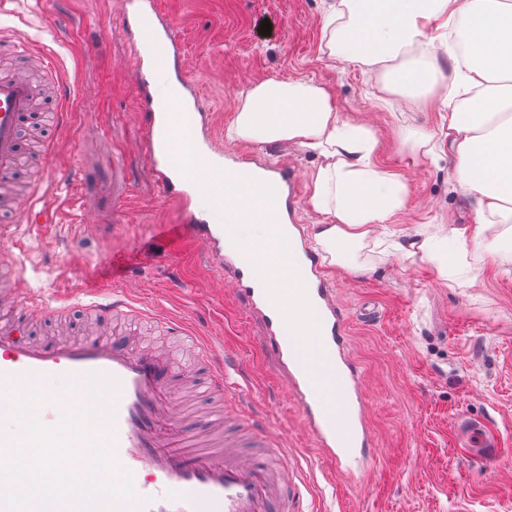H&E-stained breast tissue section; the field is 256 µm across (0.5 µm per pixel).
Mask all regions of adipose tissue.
<instances>
[{
	"instance_id": "obj_1",
	"label": "adipose tissue",
	"mask_w": 512,
	"mask_h": 512,
	"mask_svg": "<svg viewBox=\"0 0 512 512\" xmlns=\"http://www.w3.org/2000/svg\"><path fill=\"white\" fill-rule=\"evenodd\" d=\"M322 33L331 61L381 71L379 107L391 108L394 94L416 108L438 95L448 105L447 149L411 125L399 127L397 143L416 157L448 152L452 188L468 199L474 225L465 238L442 224H419L395 249L431 262L443 277L471 245L511 267L512 0H324ZM407 50L412 61L399 63ZM224 141L313 155L307 205L322 220L312 248L349 273L367 272L358 251L379 243L409 194L406 179L382 163L369 122L342 118L332 92L314 80L269 79L241 94Z\"/></svg>"
}]
</instances>
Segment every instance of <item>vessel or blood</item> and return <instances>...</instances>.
<instances>
[{"label":"vessel or blood","mask_w":512,"mask_h":512,"mask_svg":"<svg viewBox=\"0 0 512 512\" xmlns=\"http://www.w3.org/2000/svg\"><path fill=\"white\" fill-rule=\"evenodd\" d=\"M121 12L134 31V84L148 116L145 149L152 176L163 194L187 216L190 236L203 246L216 271L230 270L238 289L249 299L250 310L265 325L266 339L288 371L304 420L317 438L333 472L346 473L372 445L359 370L346 355L344 317L336 306L322 265L307 256L298 271L319 324L309 351H302L286 328L264 288L257 285L248 255L225 250L229 232L216 212L197 215L203 190L199 181L177 168L178 149L170 142L172 115L183 117L189 141L205 179L224 170V153L209 136V118L200 106L195 86L185 77L180 89L167 93L171 71L180 67L181 46L174 21L156 0H122ZM21 61L11 70L0 69V218L21 217L29 224H48L51 212L38 204L37 193L20 197L14 192L26 162L23 138L35 114L40 90L30 80L33 70L43 72L51 84L59 78L50 57L25 47ZM279 180L288 194L275 213L276 220L294 214L297 188L293 170L281 169ZM24 309L36 320L52 311L42 292L26 289ZM86 312L101 323L145 317L140 302L117 291L89 301ZM196 343L212 390L235 391L238 404L252 402L249 387L236 384V360L219 355L215 342L197 336ZM92 372L114 376L120 383L115 411L105 420L113 440L112 458L127 469L134 490L147 502L145 512H299L298 497L284 461L288 450L259 425H251L246 440L211 442L191 429L176 398L183 383L172 356L137 346L128 333L48 344L19 338L9 319L0 318V375H37L39 380L69 376L75 380Z\"/></svg>","instance_id":"obj_1"}]
</instances>
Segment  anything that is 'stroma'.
<instances>
[{"instance_id":"obj_1","label":"stroma","mask_w":512,"mask_h":512,"mask_svg":"<svg viewBox=\"0 0 512 512\" xmlns=\"http://www.w3.org/2000/svg\"><path fill=\"white\" fill-rule=\"evenodd\" d=\"M158 6L176 24L187 77L206 94L215 142L251 84L311 78L332 91L343 118L374 126L383 164L406 178L396 228L472 224L467 201L448 183V158L413 159L397 149V125L441 134L442 103L424 112L378 108L371 74L322 53L323 0ZM265 19L271 32L263 36ZM0 31L55 60L65 102L53 223L0 230L25 287L62 301L131 288L152 309L222 342L252 388V412L288 444L302 512H512V270L473 248L444 281L399 252L370 254L371 269L360 276L330 267L375 441L361 474L332 475L246 298L212 275L184 234L183 211L149 172L118 0H6ZM460 420L489 427L497 442L490 457L467 447Z\"/></svg>"}]
</instances>
